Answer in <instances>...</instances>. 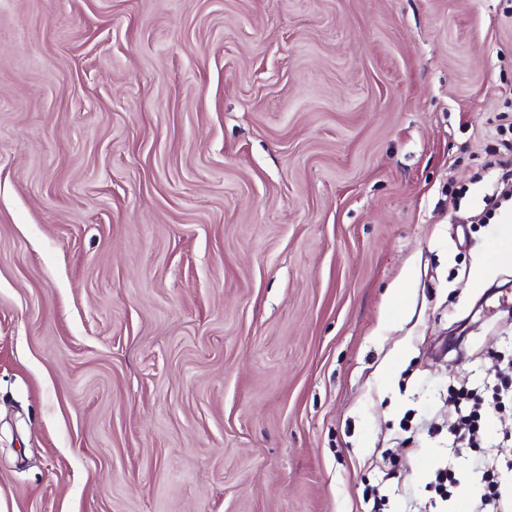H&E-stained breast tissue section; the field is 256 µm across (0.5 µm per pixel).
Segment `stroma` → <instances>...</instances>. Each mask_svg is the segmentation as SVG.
Listing matches in <instances>:
<instances>
[{
	"instance_id": "stroma-1",
	"label": "stroma",
	"mask_w": 512,
	"mask_h": 512,
	"mask_svg": "<svg viewBox=\"0 0 512 512\" xmlns=\"http://www.w3.org/2000/svg\"><path fill=\"white\" fill-rule=\"evenodd\" d=\"M512 0H0V512H437L512 352ZM504 147L507 152L498 154L499 157L494 161H490L488 165L498 167L502 171L500 177L497 179L496 189L492 196H494L497 191V197L503 196L505 201H509L512 196V147L508 145H504ZM498 155L496 154V156ZM470 405L456 409L455 416L448 418V434L453 436V442L459 448H480L482 442L480 421L482 418V398L478 395H467ZM459 479L456 472L447 466L439 467L434 472V480L429 485H434L435 491L441 500L446 503V509H453L458 502L457 487Z\"/></svg>"
}]
</instances>
